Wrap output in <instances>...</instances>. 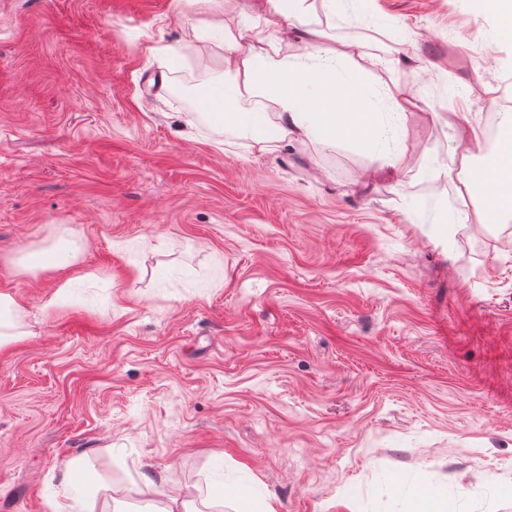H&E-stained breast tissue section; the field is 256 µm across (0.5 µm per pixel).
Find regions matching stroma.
Returning <instances> with one entry per match:
<instances>
[{
	"mask_svg": "<svg viewBox=\"0 0 512 512\" xmlns=\"http://www.w3.org/2000/svg\"><path fill=\"white\" fill-rule=\"evenodd\" d=\"M252 0H0V512H198L223 479L278 512H512V230L446 227L458 139L512 102V19L484 0H347L282 33L399 60L410 114L376 151L257 153L203 105L217 23ZM70 241L35 275L20 254ZM72 462L90 484H66ZM157 478L146 485L143 476ZM76 249L71 247L52 248L51 251L29 252L15 260L16 266L24 271L33 269L61 268L64 265H71L75 258ZM43 257H51L48 262L41 261ZM406 495L410 498L412 510L410 512H446L445 503L432 491L419 489L408 492Z\"/></svg>",
	"mask_w": 512,
	"mask_h": 512,
	"instance_id": "1",
	"label": "stroma"
}]
</instances>
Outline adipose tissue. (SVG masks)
I'll return each mask as SVG.
<instances>
[{
    "instance_id": "obj_1",
    "label": "adipose tissue",
    "mask_w": 512,
    "mask_h": 512,
    "mask_svg": "<svg viewBox=\"0 0 512 512\" xmlns=\"http://www.w3.org/2000/svg\"><path fill=\"white\" fill-rule=\"evenodd\" d=\"M274 17L269 27L243 34L228 26L224 43L232 55L229 77L211 87L208 108L235 107L237 126L251 139L253 149L269 150L273 141L296 134L327 143L382 146V164L397 169L406 147L407 123L418 107L416 100L402 95L393 60L365 51L323 50L306 61L294 62L282 53V40L275 27L308 15L313 0H266ZM354 100L353 121H346L340 106ZM277 123H270V116ZM448 124L463 133L454 154L458 169L457 193L465 209L457 213L465 224H489L512 218V165L479 166L470 145L480 133L467 113L452 112ZM490 193L494 208L472 204L476 188Z\"/></svg>"
}]
</instances>
